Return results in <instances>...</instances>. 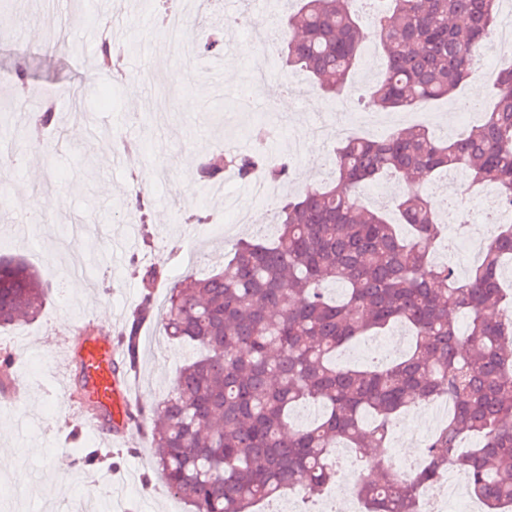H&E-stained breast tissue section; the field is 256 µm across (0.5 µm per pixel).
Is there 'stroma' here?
<instances>
[{
    "label": "stroma",
    "mask_w": 512,
    "mask_h": 512,
    "mask_svg": "<svg viewBox=\"0 0 512 512\" xmlns=\"http://www.w3.org/2000/svg\"><path fill=\"white\" fill-rule=\"evenodd\" d=\"M113 41L138 39L135 54H123L128 74L151 73L138 92L97 66V41L85 38L113 17ZM143 0H10L0 11V153L24 157L20 169H0V255L20 258L38 268L49 284L43 312L34 321L0 329V350L14 359L35 357L39 374L26 377L19 391L21 412L0 406V454L12 457L0 470V487L9 499L0 512H187L162 483L149 440L131 426L126 438L107 441L84 435L85 444L112 450L93 467L75 464L70 452L74 407L64 398L66 346L79 321H110L117 336L142 285L132 273V258L163 261L170 276L180 271L170 253L193 245L194 272L223 270L241 237L273 236V211L244 189L238 178H224L222 191L200 186V160L230 150L253 148L252 131L263 109L251 102L244 112L218 115L223 103L237 99L255 59L250 36L225 28L230 38L220 54L205 56L192 77H185L158 39H144ZM30 68L33 95L13 102L15 72ZM52 97L59 137L34 146L28 115L42 98ZM192 108H184V101ZM280 112L291 118L287 132L273 141V153L290 158L293 172L284 184L293 195L328 182L330 169L318 168L315 154L336 142L334 119L310 118V105L288 99ZM126 137L131 150L114 152L113 135ZM320 143L318 153L294 154L292 142ZM145 174L153 221L142 227L123 209L132 174ZM422 190L440 205L474 199L479 188L468 178L440 174ZM223 211L218 233L181 224L178 211ZM189 345L165 335L160 319L147 323L140 337V364L129 380L139 404L153 407L171 390L189 356Z\"/></svg>",
    "instance_id": "35a3bbf8"
}]
</instances>
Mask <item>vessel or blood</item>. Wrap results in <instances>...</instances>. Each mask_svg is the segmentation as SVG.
Masks as SVG:
<instances>
[{"label":"vessel or blood","mask_w":512,"mask_h":512,"mask_svg":"<svg viewBox=\"0 0 512 512\" xmlns=\"http://www.w3.org/2000/svg\"><path fill=\"white\" fill-rule=\"evenodd\" d=\"M67 363L74 374V395L84 408L75 417L76 427L83 432L104 431L116 440L124 437L132 423V401L121 372L123 358L113 338L82 324L75 344L68 348Z\"/></svg>","instance_id":"vessel-or-blood-1"}]
</instances>
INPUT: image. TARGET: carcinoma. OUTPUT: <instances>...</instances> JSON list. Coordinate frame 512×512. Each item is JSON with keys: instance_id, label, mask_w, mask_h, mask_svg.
Instances as JSON below:
<instances>
[{"instance_id": "1", "label": "carcinoma", "mask_w": 512, "mask_h": 512, "mask_svg": "<svg viewBox=\"0 0 512 512\" xmlns=\"http://www.w3.org/2000/svg\"><path fill=\"white\" fill-rule=\"evenodd\" d=\"M356 0H298L281 28L285 66L307 73L312 89L339 97L349 87L365 34ZM376 16L384 72L371 88L381 107L409 110L446 99L474 75L473 58L489 40L500 0H363ZM38 135L55 131L56 104L34 110ZM253 152L205 159L199 184L232 168L242 182L282 183L290 165L267 160L264 131ZM334 179L295 198L269 201L278 236L240 240L218 273L188 272L170 281L165 266H137L143 291L119 345L127 371L139 364L143 325L154 317V290L168 288L160 316L167 336L201 349L179 370L153 410L149 439L168 492L188 512H255L294 487L309 497L338 482L344 443L361 461L390 447L393 420L415 402L444 396L448 419L425 446V464L408 479L377 465L355 484L369 512H420L418 489L441 480L448 463L465 475L490 512L512 506V319L505 264L512 262V223L501 224L480 259L459 276L431 252L442 223L418 190L442 171L491 184L512 205V64L500 69L496 99L461 138L426 125L379 139L345 137L328 154ZM394 174L408 193L397 221L360 202L358 190ZM127 207L148 220L140 192ZM48 292L38 270L0 257V328L36 318ZM468 319L460 332L457 318ZM406 324L410 350L397 359L343 367L336 355L369 332ZM315 406L307 426L292 424L300 406ZM85 466L97 449L71 434Z\"/></svg>"}]
</instances>
